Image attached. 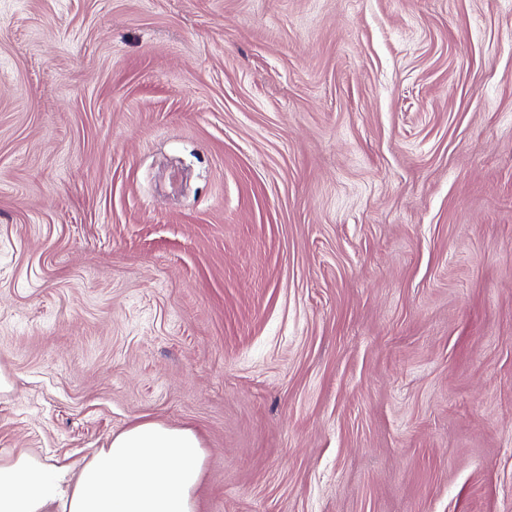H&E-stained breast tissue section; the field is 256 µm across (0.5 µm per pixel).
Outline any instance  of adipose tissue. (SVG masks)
<instances>
[{
    "instance_id": "obj_1",
    "label": "adipose tissue",
    "mask_w": 512,
    "mask_h": 512,
    "mask_svg": "<svg viewBox=\"0 0 512 512\" xmlns=\"http://www.w3.org/2000/svg\"><path fill=\"white\" fill-rule=\"evenodd\" d=\"M205 458L193 428L148 419L77 467L14 448L0 453V512H196Z\"/></svg>"
}]
</instances>
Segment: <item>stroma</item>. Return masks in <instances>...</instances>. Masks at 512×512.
Listing matches in <instances>:
<instances>
[{"instance_id": "35a3bbf8", "label": "stroma", "mask_w": 512, "mask_h": 512, "mask_svg": "<svg viewBox=\"0 0 512 512\" xmlns=\"http://www.w3.org/2000/svg\"><path fill=\"white\" fill-rule=\"evenodd\" d=\"M0 372L197 512H512V0H0Z\"/></svg>"}]
</instances>
